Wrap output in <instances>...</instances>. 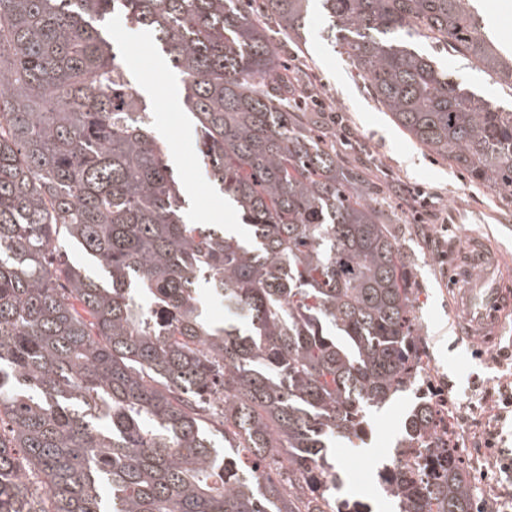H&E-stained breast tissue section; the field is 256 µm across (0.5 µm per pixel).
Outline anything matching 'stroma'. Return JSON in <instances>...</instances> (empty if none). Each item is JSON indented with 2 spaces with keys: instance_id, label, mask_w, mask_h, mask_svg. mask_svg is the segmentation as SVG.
<instances>
[{
  "instance_id": "obj_1",
  "label": "stroma",
  "mask_w": 512,
  "mask_h": 512,
  "mask_svg": "<svg viewBox=\"0 0 512 512\" xmlns=\"http://www.w3.org/2000/svg\"><path fill=\"white\" fill-rule=\"evenodd\" d=\"M485 28L499 34L501 49L512 52V0H472ZM103 35L122 42L126 77L138 92L140 108L149 112L155 135L168 148L180 176L184 211L193 222H208L211 213L224 216L226 233L248 232L240 213L225 204L222 194L206 181L198 152L194 119L183 103L178 77L155 41L133 26L126 16H112ZM304 45L294 59L321 85L338 118L336 125L321 123L319 133L342 158H356L381 186L377 203L387 223L393 224L404 261L416 282L417 334L428 355L423 375L428 387L448 388V431L453 447L467 449L466 461L475 484L478 504L496 512H512V480L500 474L494 453L475 445L474 435L487 420L485 391L494 387L503 371L492 351L480 343L455 345L452 309L458 273L450 257L474 234L493 237L505 261L512 263V200L475 184L457 167L437 158L410 138L390 119L371 95L340 45L327 32L319 12H312L303 33ZM418 51L432 56L453 79L502 110H512V80L489 77L467 58L420 39ZM420 187L427 200L422 221H415L409 203L395 195V185ZM414 391H406L364 416L367 428L377 429L385 448L404 434L408 413L417 405Z\"/></svg>"
}]
</instances>
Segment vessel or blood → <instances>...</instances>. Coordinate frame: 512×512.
Here are the masks:
<instances>
[{"label":"vessel or blood","instance_id":"1","mask_svg":"<svg viewBox=\"0 0 512 512\" xmlns=\"http://www.w3.org/2000/svg\"><path fill=\"white\" fill-rule=\"evenodd\" d=\"M459 253L467 266L479 268L480 275L469 279L457 297L463 316L455 323L456 339L476 337L493 344L512 314V290L506 286L512 279V267L505 265L494 245L477 235L467 239Z\"/></svg>","mask_w":512,"mask_h":512}]
</instances>
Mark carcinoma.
Masks as SVG:
<instances>
[{"mask_svg": "<svg viewBox=\"0 0 512 512\" xmlns=\"http://www.w3.org/2000/svg\"><path fill=\"white\" fill-rule=\"evenodd\" d=\"M317 2L395 124L512 197V110L411 47L512 78L469 0ZM310 4L0 0V512H339L329 438L419 382L416 289L377 188L288 107ZM116 11L178 72L248 238L182 218L101 32ZM72 242L89 266L62 259ZM203 286L240 323H212ZM435 421L418 403L405 438ZM434 447L400 512H474L462 457Z\"/></svg>", "mask_w": 512, "mask_h": 512, "instance_id": "obj_1", "label": "carcinoma"}]
</instances>
